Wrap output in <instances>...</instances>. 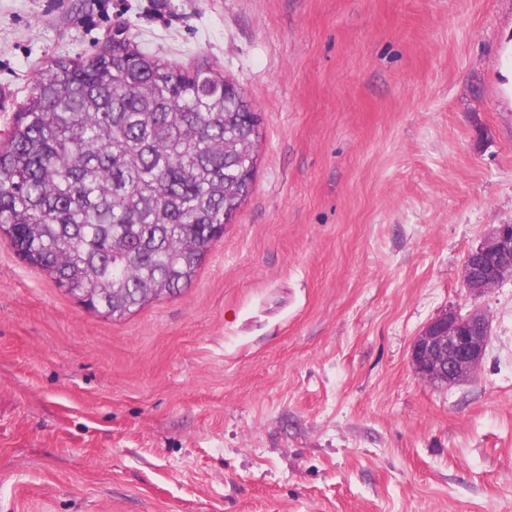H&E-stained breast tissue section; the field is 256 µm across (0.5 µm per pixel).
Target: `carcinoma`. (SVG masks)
I'll list each match as a JSON object with an SVG mask.
<instances>
[{"instance_id":"obj_1","label":"carcinoma","mask_w":512,"mask_h":512,"mask_svg":"<svg viewBox=\"0 0 512 512\" xmlns=\"http://www.w3.org/2000/svg\"><path fill=\"white\" fill-rule=\"evenodd\" d=\"M245 97L224 75L131 43L41 68L0 146V231L17 255L114 317L188 285L251 181L228 151Z\"/></svg>"}]
</instances>
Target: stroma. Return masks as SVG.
Masks as SVG:
<instances>
[{"mask_svg": "<svg viewBox=\"0 0 512 512\" xmlns=\"http://www.w3.org/2000/svg\"><path fill=\"white\" fill-rule=\"evenodd\" d=\"M121 40L223 72L255 173L192 282L122 317L0 240V512H512V0H0V142ZM490 322L451 386L410 348ZM512 278V224H492L478 246L467 253L462 281L479 294ZM490 334L488 318L444 313L415 338L410 361L415 372L433 383L449 384L472 375L482 362Z\"/></svg>", "mask_w": 512, "mask_h": 512, "instance_id": "obj_1", "label": "stroma"}]
</instances>
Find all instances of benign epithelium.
Here are the masks:
<instances>
[{
	"label": "benign epithelium",
	"instance_id": "benign-epithelium-1",
	"mask_svg": "<svg viewBox=\"0 0 512 512\" xmlns=\"http://www.w3.org/2000/svg\"><path fill=\"white\" fill-rule=\"evenodd\" d=\"M512 278V224H492L478 246L467 253L462 281L471 294L482 293ZM490 334L488 318L444 313L415 338L410 361L415 372L439 384H453L472 375L482 362Z\"/></svg>",
	"mask_w": 512,
	"mask_h": 512
}]
</instances>
